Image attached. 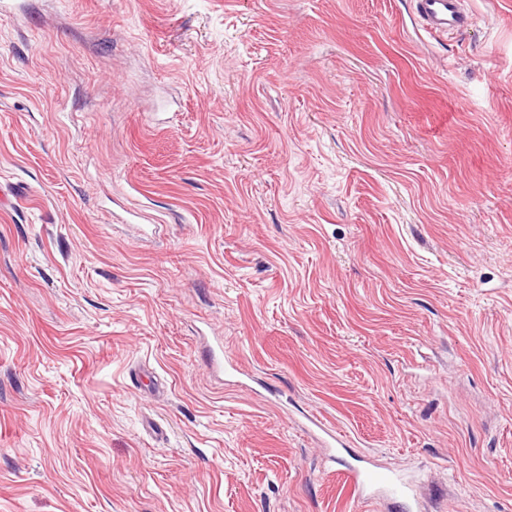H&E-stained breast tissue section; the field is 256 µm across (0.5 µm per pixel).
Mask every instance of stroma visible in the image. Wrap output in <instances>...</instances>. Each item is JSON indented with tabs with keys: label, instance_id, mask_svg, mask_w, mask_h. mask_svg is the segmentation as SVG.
Masks as SVG:
<instances>
[{
	"label": "stroma",
	"instance_id": "stroma-1",
	"mask_svg": "<svg viewBox=\"0 0 512 512\" xmlns=\"http://www.w3.org/2000/svg\"><path fill=\"white\" fill-rule=\"evenodd\" d=\"M15 2L0 512H512V0ZM416 10L423 28L431 34L448 35L471 23L461 0H416ZM345 485L350 490V495L355 499H365L366 492L372 485H382L389 495H407L409 486L389 474H380L369 467L359 469L344 476Z\"/></svg>",
	"mask_w": 512,
	"mask_h": 512
}]
</instances>
